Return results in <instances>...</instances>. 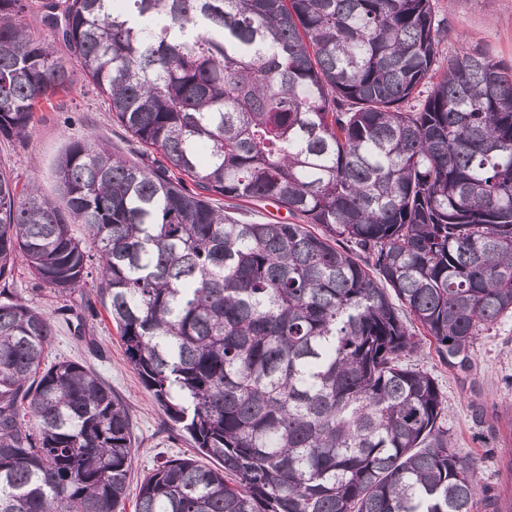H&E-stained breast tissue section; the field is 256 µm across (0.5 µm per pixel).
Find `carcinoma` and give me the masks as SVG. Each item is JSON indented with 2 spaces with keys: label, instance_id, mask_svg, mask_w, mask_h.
Returning <instances> with one entry per match:
<instances>
[{
  "label": "carcinoma",
  "instance_id": "obj_1",
  "mask_svg": "<svg viewBox=\"0 0 512 512\" xmlns=\"http://www.w3.org/2000/svg\"><path fill=\"white\" fill-rule=\"evenodd\" d=\"M27 6L0 0V137L77 65L139 160L74 141L55 201L0 172V280L20 259L79 298L0 288V512H124L127 406L43 365L55 323L83 336L92 267L143 386L218 462L157 466L135 512H479L478 461L403 358L421 335L464 366L512 315V64L441 61L433 0H40L45 36ZM228 203V201L224 200V211L230 212L231 215L240 220L259 224L268 222L304 224L290 216L284 208H279L276 204L271 202L257 204L239 203L240 206H238L237 209L228 208Z\"/></svg>",
  "mask_w": 512,
  "mask_h": 512
}]
</instances>
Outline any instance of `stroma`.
Listing matches in <instances>:
<instances>
[{
    "mask_svg": "<svg viewBox=\"0 0 512 512\" xmlns=\"http://www.w3.org/2000/svg\"><path fill=\"white\" fill-rule=\"evenodd\" d=\"M438 19L448 28L441 51L451 54L463 47L478 48L490 57L512 63V0H435ZM74 91L53 107L40 112L33 131L20 139L0 138V169L19 184L33 181L41 195L58 196L54 170L66 146L91 137L113 151L128 154V140L101 100L88 91L83 73H71ZM29 305L52 312L63 298L42 286L24 262H17L9 280ZM85 338L60 328L51 345V356L66 358L96 372L130 409L135 465L127 488L135 501L145 475L165 460L190 455V444L181 438L154 404L128 363L120 338L107 316L88 320ZM93 338L96 350L85 340ZM412 363L436 378L447 401L446 425L463 453L480 461L479 477L487 490L489 506L481 512L512 505V316L478 337L468 368L445 364L429 343H421Z\"/></svg>",
    "mask_w": 512,
    "mask_h": 512,
    "instance_id": "obj_1",
    "label": "stroma"
}]
</instances>
